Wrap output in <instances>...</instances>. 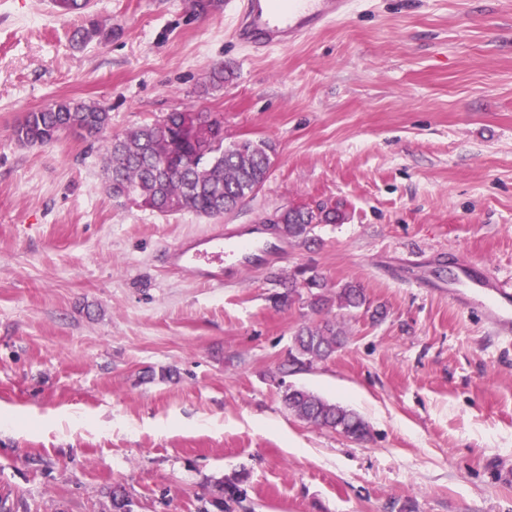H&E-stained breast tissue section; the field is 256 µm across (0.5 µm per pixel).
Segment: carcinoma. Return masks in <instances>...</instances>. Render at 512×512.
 <instances>
[{
	"label": "carcinoma",
	"instance_id": "cac0c4a2",
	"mask_svg": "<svg viewBox=\"0 0 512 512\" xmlns=\"http://www.w3.org/2000/svg\"><path fill=\"white\" fill-rule=\"evenodd\" d=\"M63 14H81L84 20L71 35L74 46L112 38V27L88 12L89 0H53ZM111 125L109 108L91 101L57 100L26 113L14 126L20 146H45L65 134L98 141L105 139L107 188L112 197L125 199L162 215L192 212L213 218L255 195L271 173L274 145L265 140H243L224 146L223 122L212 112L189 107L168 112L121 134L105 137ZM340 211L325 203L286 210L276 229L281 237L305 242L319 224H334ZM283 291L272 296L277 306L304 301L321 314L332 304L359 309L367 305L364 289L348 283L329 296L318 275L279 281ZM343 329L330 318L306 323L297 330L282 369L294 370L332 358L345 344ZM282 402L305 423L355 440L369 435V425L357 412L307 389L288 386ZM245 477L218 489L204 512H229L230 503L243 495ZM112 512H132L125 490L109 491Z\"/></svg>",
	"mask_w": 512,
	"mask_h": 512
}]
</instances>
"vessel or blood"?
<instances>
[{
	"instance_id": "obj_1",
	"label": "vessel or blood",
	"mask_w": 512,
	"mask_h": 512,
	"mask_svg": "<svg viewBox=\"0 0 512 512\" xmlns=\"http://www.w3.org/2000/svg\"><path fill=\"white\" fill-rule=\"evenodd\" d=\"M351 0H242L234 28L235 39L242 44L266 49L292 45L313 34L326 23L345 16ZM224 234L190 241L169 254V263L200 275L206 282L223 281ZM464 277L474 286L489 290L491 303L486 312L501 330L512 329V285L490 280L485 273L467 269Z\"/></svg>"
}]
</instances>
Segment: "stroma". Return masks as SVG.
I'll use <instances>...</instances> for the list:
<instances>
[{
    "label": "stroma",
    "instance_id": "35a3bbf8",
    "mask_svg": "<svg viewBox=\"0 0 512 512\" xmlns=\"http://www.w3.org/2000/svg\"><path fill=\"white\" fill-rule=\"evenodd\" d=\"M107 43L73 48L51 0H0V512H198L247 473L233 512H512V334L459 274L512 279V0H354L303 44L254 53L233 0H91ZM231 77L201 94L215 63ZM109 107L113 132L195 107L224 143L275 144L268 181L212 220L112 198L100 144L22 147L26 113ZM344 219L302 244L279 211ZM253 234L220 285L171 269L180 241ZM347 343L285 376L314 313L278 307L303 269ZM302 386L357 411L356 441L289 414ZM282 286V292H276L271 298L276 306H291L296 302L305 300L307 307L317 314L328 311L336 301L339 307L359 309L367 305L364 289L360 284L348 283L336 290L335 296L326 295L323 291L324 285L318 275H311L307 278L298 279L288 277L286 280H278Z\"/></svg>",
    "mask_w": 512,
    "mask_h": 512
}]
</instances>
